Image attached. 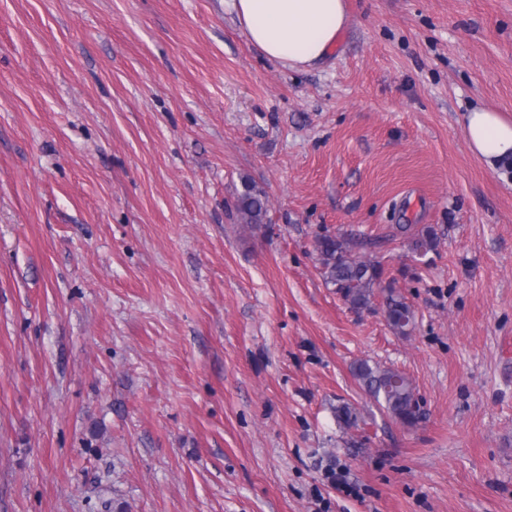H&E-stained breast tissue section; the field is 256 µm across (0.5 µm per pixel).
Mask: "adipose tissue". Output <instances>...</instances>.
Wrapping results in <instances>:
<instances>
[{"instance_id":"adipose-tissue-1","label":"adipose tissue","mask_w":512,"mask_h":512,"mask_svg":"<svg viewBox=\"0 0 512 512\" xmlns=\"http://www.w3.org/2000/svg\"><path fill=\"white\" fill-rule=\"evenodd\" d=\"M230 7L249 40L290 68L326 59L347 20L345 0H230ZM465 135L489 167L512 157V122L496 112H469Z\"/></svg>"}]
</instances>
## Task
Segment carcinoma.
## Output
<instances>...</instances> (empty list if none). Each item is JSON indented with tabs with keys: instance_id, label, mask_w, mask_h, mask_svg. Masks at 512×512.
<instances>
[{
	"instance_id": "cac0c4a2",
	"label": "carcinoma",
	"mask_w": 512,
	"mask_h": 512,
	"mask_svg": "<svg viewBox=\"0 0 512 512\" xmlns=\"http://www.w3.org/2000/svg\"><path fill=\"white\" fill-rule=\"evenodd\" d=\"M242 186L235 204L241 223L248 226L263 223L267 213L265 192L247 178L243 179ZM314 243L325 283L336 288L351 307L370 306L375 290L382 286V267L355 253L356 243L348 237L319 234ZM384 291L389 325L400 335H408L414 310L392 286H385ZM352 373L363 390L395 420L405 426H414L420 421L419 404L411 383L403 374L367 361L357 362Z\"/></svg>"
}]
</instances>
